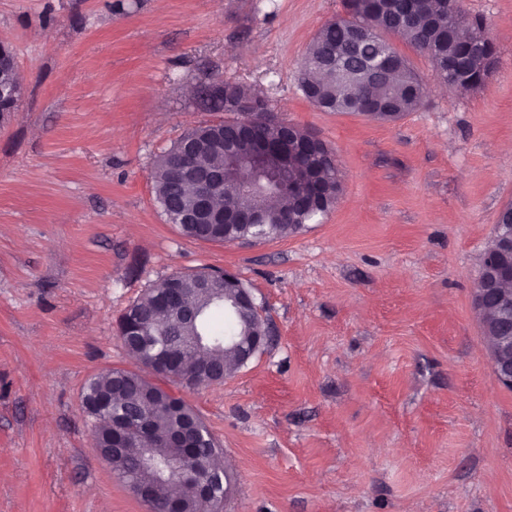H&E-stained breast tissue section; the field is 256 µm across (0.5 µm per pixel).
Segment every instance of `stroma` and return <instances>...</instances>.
Masks as SVG:
<instances>
[{"instance_id": "stroma-1", "label": "stroma", "mask_w": 512, "mask_h": 512, "mask_svg": "<svg viewBox=\"0 0 512 512\" xmlns=\"http://www.w3.org/2000/svg\"><path fill=\"white\" fill-rule=\"evenodd\" d=\"M497 62L394 122L322 112L306 49L343 0H0L26 96L0 120V512H146L92 448L82 389L136 369L118 322L154 283L221 268L275 336L223 383L180 390L233 477L222 512H512V390L472 295L512 203V0H465ZM216 79L262 90L335 152L342 193L285 238L182 236L153 162Z\"/></svg>"}]
</instances>
